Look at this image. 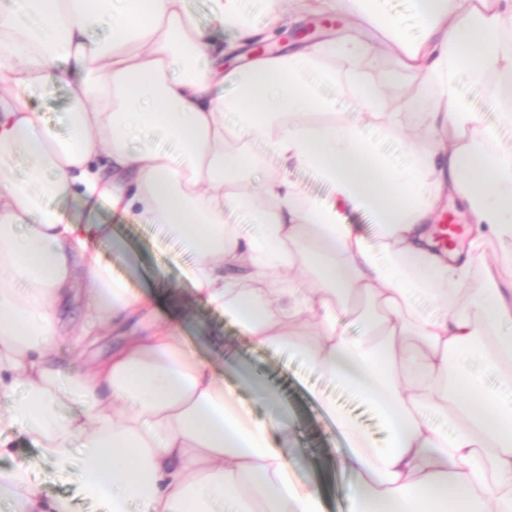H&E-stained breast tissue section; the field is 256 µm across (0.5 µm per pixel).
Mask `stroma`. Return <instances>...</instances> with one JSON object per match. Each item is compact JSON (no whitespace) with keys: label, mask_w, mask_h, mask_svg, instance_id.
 Instances as JSON below:
<instances>
[{"label":"stroma","mask_w":512,"mask_h":512,"mask_svg":"<svg viewBox=\"0 0 512 512\" xmlns=\"http://www.w3.org/2000/svg\"><path fill=\"white\" fill-rule=\"evenodd\" d=\"M251 22L258 29L257 35L246 43L240 53L225 57V70L245 67L251 59L263 54L284 55L333 37L345 25L346 19L340 14L322 12L274 23L267 14L256 12ZM396 66L395 58L386 52L373 53L365 61L369 80L383 87L384 109L388 112L401 108L408 91L407 77H400L390 84L385 81L386 75ZM74 92V86L70 85L31 91L27 97L31 107L42 113L45 122L64 134L68 131L67 112ZM60 206L78 223L111 226L113 237L125 243L127 256L118 258L106 246L102 249L104 261L111 264L117 275L128 278L131 287L154 296L159 312L167 310V293L179 297L187 309L182 321L183 333L201 357L223 364V357L217 356L207 342L211 336L223 337L225 342L232 344L237 358L251 363L277 388L284 403L293 411V448L304 462L302 477L319 488L325 512H349L356 485L349 473L324 464L325 458L335 456L337 448L343 447L344 440L327 415L322 400L328 396L335 398L380 440L384 432L373 414L336 388L335 384L310 372L288 349L250 347L244 342L240 328L224 313L197 302L194 287L183 273L191 257L180 254L178 245L166 236L160 225L135 223L132 217L114 213L104 201L85 206L69 199L61 201ZM133 329L130 323L115 327L95 345L87 348L79 347L70 334L58 345L61 361L70 373H82L93 358L110 355L113 348L119 346ZM5 438L9 442L10 452L0 456V470L10 469L17 460H25L30 478L44 498H68L74 512H105L103 503L87 497L83 492L82 454H75L71 464L62 469L32 445L23 426H16L6 433Z\"/></svg>","instance_id":"stroma-1"}]
</instances>
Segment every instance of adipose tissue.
I'll return each instance as SVG.
<instances>
[{"label": "adipose tissue", "instance_id": "adipose-tissue-1", "mask_svg": "<svg viewBox=\"0 0 512 512\" xmlns=\"http://www.w3.org/2000/svg\"><path fill=\"white\" fill-rule=\"evenodd\" d=\"M211 37L186 0H0V454L1 435L24 423L42 453L67 465L89 451L83 490L108 512H323L289 452L288 412L258 373L224 367L272 412L255 423L197 356L179 322H159L147 297L101 260L123 254L107 226L76 224L60 199H103L141 224L164 225L193 254L198 299L232 318L258 348L285 345L370 407L376 443L343 409H325L345 440L339 466L357 484L350 512H512V297L498 284L465 293L471 253L434 249L430 226L443 197L458 200L478 234L497 243L512 280V153L496 150L512 127V0H413L422 31L408 40L366 0H262L266 13L334 11L350 19L336 38L250 62L226 95L224 58L254 34L245 0H211ZM380 33L362 42L366 27ZM108 31L92 43V28ZM391 49L413 83L405 102L421 125L404 133L382 109L364 59ZM347 61L345 83L371 125L408 147L392 165L361 129L326 109L304 79L316 62ZM488 88L497 123L478 126L455 80ZM81 81H74V74ZM76 84L68 136L24 93ZM240 117L281 161L258 190L249 143L224 123ZM330 187L307 198L288 166ZM249 212L250 236L224 218ZM371 215L369 246L342 213ZM87 288L80 340L96 342L116 319L135 330L111 356L71 375L55 352V307ZM371 305L367 335L338 329ZM468 355L494 375L463 379ZM13 512H73L43 499L29 468L0 470Z\"/></svg>", "mask_w": 512, "mask_h": 512}]
</instances>
